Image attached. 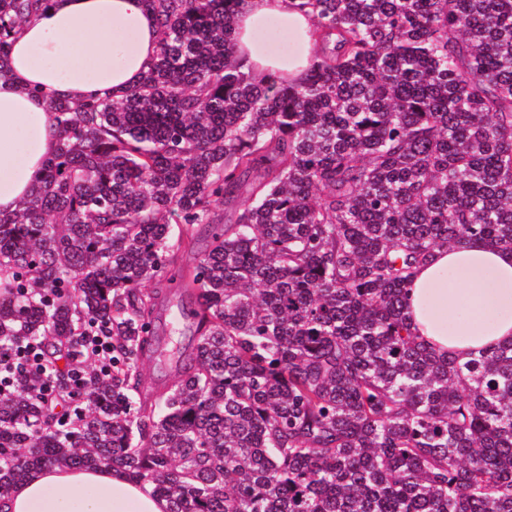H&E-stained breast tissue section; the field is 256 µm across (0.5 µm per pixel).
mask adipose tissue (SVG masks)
<instances>
[{"label": "adipose tissue", "instance_id": "obj_1", "mask_svg": "<svg viewBox=\"0 0 512 512\" xmlns=\"http://www.w3.org/2000/svg\"><path fill=\"white\" fill-rule=\"evenodd\" d=\"M298 0H246L237 50L248 51L256 79L275 70L304 76L314 55L313 22ZM159 40L143 0H52L25 26L0 78V216L29 199L36 176L56 150L48 96L81 101L137 85ZM416 336L466 361L512 342V251L482 243L437 250L408 293ZM148 482L117 468H44L0 500V512H167Z\"/></svg>", "mask_w": 512, "mask_h": 512}]
</instances>
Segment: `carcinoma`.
<instances>
[{"label": "carcinoma", "instance_id": "obj_1", "mask_svg": "<svg viewBox=\"0 0 512 512\" xmlns=\"http://www.w3.org/2000/svg\"><path fill=\"white\" fill-rule=\"evenodd\" d=\"M51 2L0 0V78ZM245 2L145 0L160 41L139 83L49 100L55 155L0 218V353L88 366L79 337L107 329L112 372L88 367L64 418L38 396L63 371L16 375L0 498L105 465L169 512H512V343L446 358L405 312L436 250L512 249V0H300L319 49L298 84L251 78ZM174 281L195 340L149 405Z\"/></svg>", "mask_w": 512, "mask_h": 512}]
</instances>
